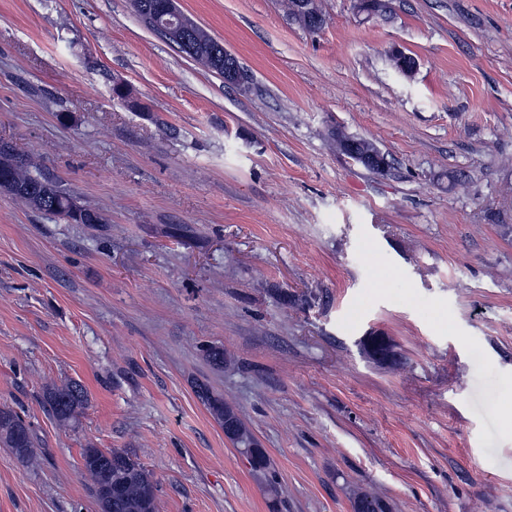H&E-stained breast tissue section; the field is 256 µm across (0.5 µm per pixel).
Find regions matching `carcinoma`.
Listing matches in <instances>:
<instances>
[{"label": "carcinoma", "instance_id": "cac0c4a2", "mask_svg": "<svg viewBox=\"0 0 512 512\" xmlns=\"http://www.w3.org/2000/svg\"><path fill=\"white\" fill-rule=\"evenodd\" d=\"M154 2L156 0H132L133 10L149 28L154 22L149 5ZM187 41L189 48L181 49L182 53L214 73H224V58L214 54L220 40L201 29L195 34H187ZM0 186L32 210L66 219L71 191L38 172H32L6 145L0 146ZM196 393L219 424L231 418L236 423L240 441L252 440L250 429L224 400L212 394L206 384H197ZM46 403L53 419L66 425L83 407L84 391L77 383L54 387L47 392ZM0 442L26 461L30 459L31 449L36 447L31 426L8 406L0 407ZM82 471L90 481L91 491L102 512H156V483L130 451L124 448H85L82 451ZM250 471L264 485L272 501H277L279 491L270 473L269 459L260 448L255 449ZM351 507L353 512H389L384 500L367 492L356 493Z\"/></svg>", "mask_w": 512, "mask_h": 512}]
</instances>
